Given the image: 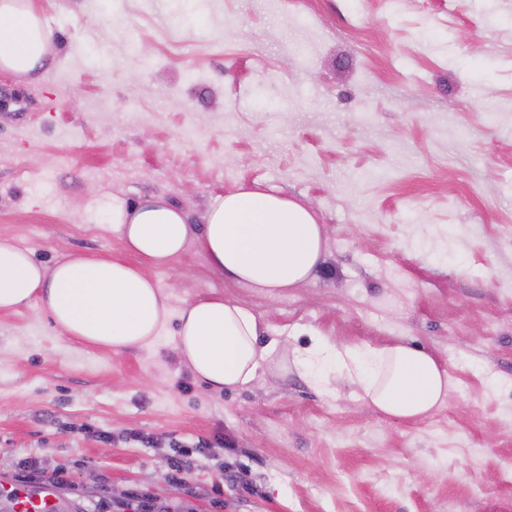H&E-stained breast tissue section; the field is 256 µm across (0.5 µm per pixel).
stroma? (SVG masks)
<instances>
[{
    "label": "stroma",
    "instance_id": "stroma-1",
    "mask_svg": "<svg viewBox=\"0 0 512 512\" xmlns=\"http://www.w3.org/2000/svg\"><path fill=\"white\" fill-rule=\"evenodd\" d=\"M52 66L0 71V242L51 267L124 257L113 199L199 234L244 184L327 228L315 275L260 293L195 244L144 265L289 349L402 342L451 385L418 421L268 370L212 394L174 350L113 353L0 310V491L55 512H512V0H30Z\"/></svg>",
    "mask_w": 512,
    "mask_h": 512
}]
</instances>
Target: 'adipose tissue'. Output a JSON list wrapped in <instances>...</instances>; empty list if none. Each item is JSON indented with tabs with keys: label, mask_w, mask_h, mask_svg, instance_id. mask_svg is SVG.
Segmentation results:
<instances>
[{
	"label": "adipose tissue",
	"mask_w": 512,
	"mask_h": 512,
	"mask_svg": "<svg viewBox=\"0 0 512 512\" xmlns=\"http://www.w3.org/2000/svg\"><path fill=\"white\" fill-rule=\"evenodd\" d=\"M50 41L28 0H0V70L22 75L46 66ZM111 224L127 259L74 256L48 269L28 250L0 242V310L40 307L66 336L115 353L153 347L176 320L180 361L217 394L275 367L296 369L327 394L332 374H346L368 404L398 419L425 418L443 403L448 372L423 349L403 343L341 349L316 336L308 348L292 351L287 337H265L259 317L223 295L171 310L141 268L168 266L193 238L208 266L232 282L262 292L296 287L325 255L326 227L308 208L240 185L212 198L195 237L186 214L160 197L116 205Z\"/></svg>",
	"instance_id": "obj_1"
}]
</instances>
